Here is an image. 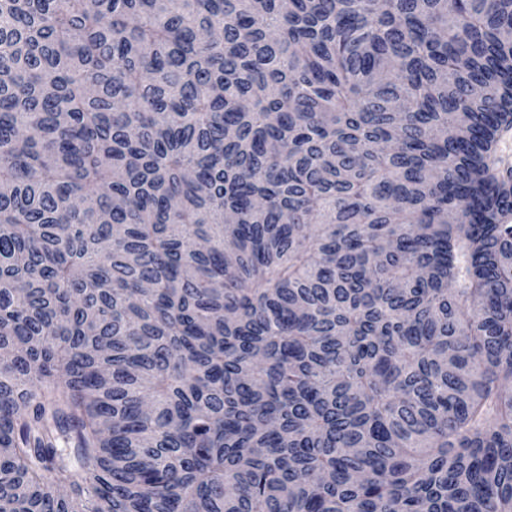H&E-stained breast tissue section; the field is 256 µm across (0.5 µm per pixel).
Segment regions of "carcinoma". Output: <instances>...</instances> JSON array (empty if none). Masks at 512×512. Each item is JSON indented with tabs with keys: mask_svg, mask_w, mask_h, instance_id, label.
I'll list each match as a JSON object with an SVG mask.
<instances>
[{
	"mask_svg": "<svg viewBox=\"0 0 512 512\" xmlns=\"http://www.w3.org/2000/svg\"><path fill=\"white\" fill-rule=\"evenodd\" d=\"M512 0H0V512H512Z\"/></svg>",
	"mask_w": 512,
	"mask_h": 512,
	"instance_id": "obj_1",
	"label": "carcinoma"
}]
</instances>
